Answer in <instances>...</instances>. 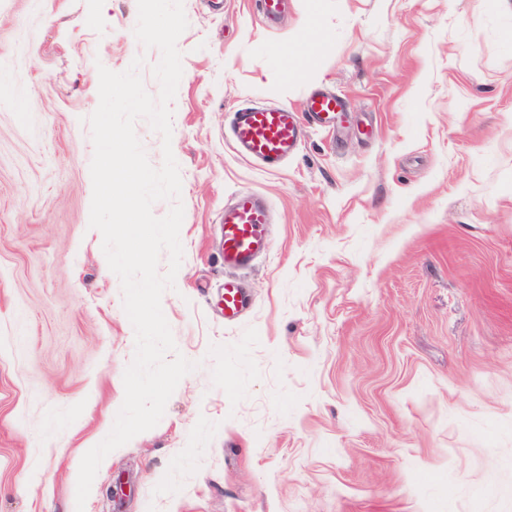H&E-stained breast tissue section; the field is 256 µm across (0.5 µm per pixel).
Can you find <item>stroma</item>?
I'll return each instance as SVG.
<instances>
[{
    "label": "stroma",
    "mask_w": 512,
    "mask_h": 512,
    "mask_svg": "<svg viewBox=\"0 0 512 512\" xmlns=\"http://www.w3.org/2000/svg\"><path fill=\"white\" fill-rule=\"evenodd\" d=\"M173 110L185 376L109 453L135 352L89 226L98 69L144 56L137 0H0V512H512V0H183ZM317 65H309L308 56ZM336 92L276 172L228 112ZM250 189L271 249L221 302L217 217ZM306 113L314 121L329 124L341 118L344 105L335 94L318 90L307 98ZM251 306L243 282L235 275L224 277V320H238Z\"/></svg>",
    "instance_id": "obj_1"
}]
</instances>
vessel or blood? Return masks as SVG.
I'll return each instance as SVG.
<instances>
[{
	"label": "vessel or blood",
	"instance_id": "b4317fda",
	"mask_svg": "<svg viewBox=\"0 0 512 512\" xmlns=\"http://www.w3.org/2000/svg\"><path fill=\"white\" fill-rule=\"evenodd\" d=\"M344 105L335 94L322 90L311 93L305 113L284 107L238 106L230 119L229 141L237 155L263 169L275 171L295 156L302 145L303 118L328 124L340 119ZM223 229L224 320H238L251 306V300L237 273L249 269L269 249L268 226L271 209L264 197L242 190L225 204L218 218Z\"/></svg>",
	"mask_w": 512,
	"mask_h": 512
}]
</instances>
